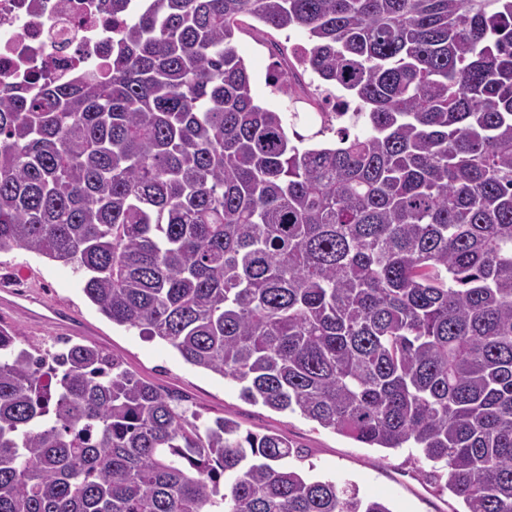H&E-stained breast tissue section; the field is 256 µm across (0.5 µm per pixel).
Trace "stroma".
Listing matches in <instances>:
<instances>
[{"mask_svg": "<svg viewBox=\"0 0 512 512\" xmlns=\"http://www.w3.org/2000/svg\"><path fill=\"white\" fill-rule=\"evenodd\" d=\"M237 47L257 104L285 113L305 112L304 104L294 103L271 85L276 65L267 48L245 32L238 35ZM20 275L28 276L32 284L30 296L63 318L59 324L42 322L0 309V322L19 329L20 347L52 351L57 339L64 337L104 348L138 376L184 397L185 408L200 413L205 422L229 416L245 430L277 433L302 446L304 458L293 460L292 465L307 476L354 484L361 495L386 499L393 512H457L461 508V501L438 494L417 476L410 449L371 448L321 428L300 413L246 402L235 381L186 363L159 339L112 324L84 296L72 267L19 248L0 252V286Z\"/></svg>", "mask_w": 512, "mask_h": 512, "instance_id": "1", "label": "stroma"}]
</instances>
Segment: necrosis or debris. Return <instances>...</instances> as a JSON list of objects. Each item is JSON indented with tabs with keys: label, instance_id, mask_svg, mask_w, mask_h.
Listing matches in <instances>:
<instances>
[{
	"label": "necrosis or debris",
	"instance_id": "obj_1",
	"mask_svg": "<svg viewBox=\"0 0 512 512\" xmlns=\"http://www.w3.org/2000/svg\"><path fill=\"white\" fill-rule=\"evenodd\" d=\"M100 0H0V87L39 76L60 81L99 65L112 47Z\"/></svg>",
	"mask_w": 512,
	"mask_h": 512
}]
</instances>
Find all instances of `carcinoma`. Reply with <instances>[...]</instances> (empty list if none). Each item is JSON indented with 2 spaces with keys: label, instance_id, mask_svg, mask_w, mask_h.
Instances as JSON below:
<instances>
[{
  "label": "carcinoma",
  "instance_id": "obj_1",
  "mask_svg": "<svg viewBox=\"0 0 512 512\" xmlns=\"http://www.w3.org/2000/svg\"><path fill=\"white\" fill-rule=\"evenodd\" d=\"M106 2L104 66L0 93V252L73 266L112 323L249 402L415 451L465 512H512V0ZM247 18L308 34L271 83L315 132L255 103ZM335 89L370 132L304 146ZM17 336L0 512H393L100 347Z\"/></svg>",
  "mask_w": 512,
  "mask_h": 512
}]
</instances>
